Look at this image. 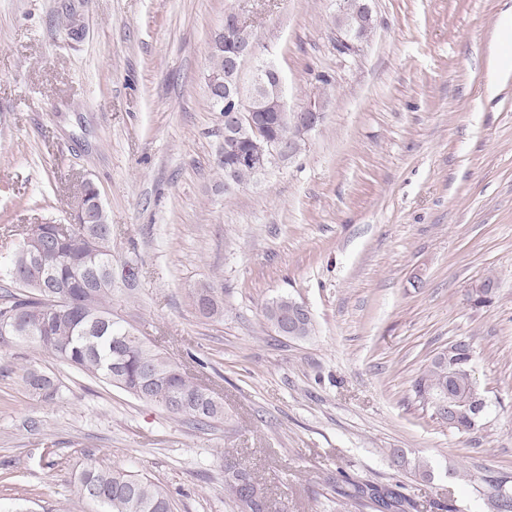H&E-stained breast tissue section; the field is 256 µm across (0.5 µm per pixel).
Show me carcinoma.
I'll use <instances>...</instances> for the list:
<instances>
[{
    "mask_svg": "<svg viewBox=\"0 0 512 512\" xmlns=\"http://www.w3.org/2000/svg\"><path fill=\"white\" fill-rule=\"evenodd\" d=\"M70 233L74 246L62 256L52 247L33 251L16 249L6 266V276L15 291L0 303V343L5 337L23 339L36 350L48 354L80 373L120 388L139 400L155 404L170 415L205 430L224 420L222 399L213 402L201 392V383L165 352L136 334L125 319L112 314V289L87 288L85 282L112 266V225L34 224L27 229L40 241ZM42 269L44 279L31 280L30 267ZM194 308L206 318L222 314L223 299L211 283H202L191 295ZM288 308V298L279 297L264 307V316L274 331L280 330V312ZM122 366L112 365L116 354ZM469 343L459 341L437 353L414 380L415 396L427 406L429 397L448 388V401H480L482 394L472 375ZM25 390L45 403L57 397L59 386L38 360L22 367ZM432 416L449 429L466 433L473 427L474 414L458 411L453 421L436 410ZM395 464L406 467L423 480L431 476L428 463L409 460L400 448L391 451ZM251 473L238 464H224V491L238 512H256L255 502L241 497L240 481ZM78 493L86 499L98 496L99 512H172L166 492L145 476L120 467L88 466L77 477Z\"/></svg>",
    "mask_w": 512,
    "mask_h": 512,
    "instance_id": "carcinoma-1",
    "label": "carcinoma"
}]
</instances>
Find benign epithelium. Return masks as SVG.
Here are the masks:
<instances>
[{
    "mask_svg": "<svg viewBox=\"0 0 512 512\" xmlns=\"http://www.w3.org/2000/svg\"><path fill=\"white\" fill-rule=\"evenodd\" d=\"M371 0H357L354 17L363 27H374ZM246 24L234 12L224 15V25L217 34L221 46L227 49V69L242 72L244 64L255 63L252 83L254 93L249 100L236 95L234 88L223 86V80L216 74L208 75L211 97L220 112L224 126V139L246 143L243 150L224 158V168L231 172L242 165L251 167L255 176L265 173L277 159L293 153L291 134L297 132L305 137L318 129L325 113L322 104L309 102L298 111L288 109L287 98L280 72L260 64V46L256 39H238V32ZM311 318L306 306L300 305L283 318L284 328L293 334L300 321Z\"/></svg>",
    "mask_w": 512,
    "mask_h": 512,
    "instance_id": "obj_1",
    "label": "benign epithelium"
}]
</instances>
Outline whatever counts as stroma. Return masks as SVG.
Instances as JSON below:
<instances>
[{"mask_svg": "<svg viewBox=\"0 0 512 512\" xmlns=\"http://www.w3.org/2000/svg\"><path fill=\"white\" fill-rule=\"evenodd\" d=\"M371 5L373 35L344 53L336 0H0V268L24 225L70 223L92 182L113 314L224 401L199 430L44 355L59 385L45 404L19 381L33 345L0 344V512H97L74 483L88 464L148 476L173 512H237L228 455L274 512H374L344 498L352 482L406 496L405 512H492L512 492V0ZM228 12L289 109L318 92L325 112L231 193L206 81ZM205 282L222 290L215 321L191 304ZM285 295L308 307L310 337L267 323ZM460 340L487 402L463 434L413 392Z\"/></svg>", "mask_w": 512, "mask_h": 512, "instance_id": "stroma-1", "label": "stroma"}]
</instances>
